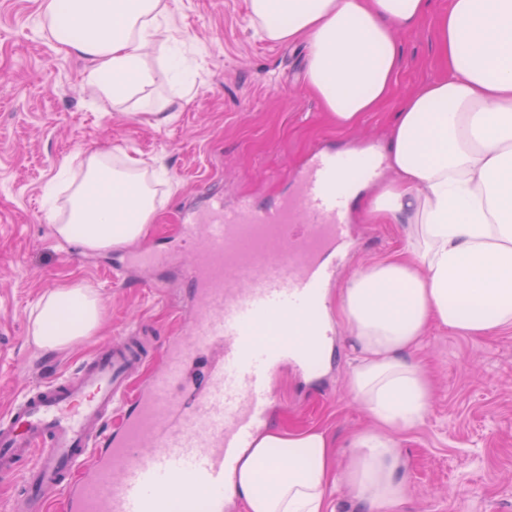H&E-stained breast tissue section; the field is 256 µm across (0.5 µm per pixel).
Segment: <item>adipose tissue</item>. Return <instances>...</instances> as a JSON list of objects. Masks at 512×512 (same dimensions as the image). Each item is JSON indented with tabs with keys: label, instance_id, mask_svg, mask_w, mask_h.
Here are the masks:
<instances>
[{
	"label": "adipose tissue",
	"instance_id": "adipose-tissue-1",
	"mask_svg": "<svg viewBox=\"0 0 512 512\" xmlns=\"http://www.w3.org/2000/svg\"><path fill=\"white\" fill-rule=\"evenodd\" d=\"M261 34L304 42L306 87L337 127H355L391 96L402 65L401 28L430 24L438 77L393 112L387 167L366 216L404 225L406 245L353 274L337 311L354 353L349 387L370 414L353 434L344 469L336 440L318 428L260 433L233 468L231 490L245 512H328L345 483L364 512H394L404 494L390 429L425 416L431 390L410 359L428 328L490 336L512 328V0H250ZM169 0H48L49 29L84 63L90 95L115 104L141 96L145 124L159 128L174 101L149 94L150 58L174 40ZM70 184L56 239L87 251L132 244L156 214L146 162L94 151ZM102 301L82 284L38 299L28 340L56 350L96 334Z\"/></svg>",
	"mask_w": 512,
	"mask_h": 512
}]
</instances>
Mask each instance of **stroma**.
I'll use <instances>...</instances> for the list:
<instances>
[{
	"mask_svg": "<svg viewBox=\"0 0 512 512\" xmlns=\"http://www.w3.org/2000/svg\"><path fill=\"white\" fill-rule=\"evenodd\" d=\"M42 3L0 0V410L114 337L188 336V279L200 250L184 248L179 237L184 209H203L217 195L228 206L247 197L270 207L293 194L296 176L316 153L356 144L384 152L391 112L436 74L429 25L398 32L404 63L390 99L355 129H341L305 87L304 44L255 37L249 0H176L177 49L196 83L174 84L166 62L155 63L157 90L177 99L174 119L156 129L140 122L134 103L114 109L83 92L81 62L39 30ZM93 147L141 155L167 179L146 236L105 253L59 245L44 196L53 184L67 197L60 162L83 160ZM347 221L353 252L337 273L339 288L393 255L404 237L399 224L353 212ZM142 250L169 261L156 269L132 266ZM71 282L99 294V331L65 350H35L27 336L31 306ZM335 330L319 374L281 368L271 421L327 430L343 458L347 438L371 419L348 387L346 328L339 323ZM411 357L427 373L432 398L420 423L390 432L405 483L395 512H512V329L469 337L434 326Z\"/></svg>",
	"mask_w": 512,
	"mask_h": 512,
	"instance_id": "obj_1",
	"label": "stroma"
}]
</instances>
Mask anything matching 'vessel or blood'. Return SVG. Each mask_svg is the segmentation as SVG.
Returning a JSON list of instances; mask_svg holds the SVG:
<instances>
[{
  "label": "vessel or blood",
  "instance_id": "vessel-or-blood-1",
  "mask_svg": "<svg viewBox=\"0 0 512 512\" xmlns=\"http://www.w3.org/2000/svg\"><path fill=\"white\" fill-rule=\"evenodd\" d=\"M359 166L323 155L274 207L244 198L228 208L215 197L182 214V240L204 243L192 282L193 341L169 337L163 367L137 390L132 375L151 353L141 337L119 336L68 375L22 391L0 417L9 512H172L186 502L222 512L233 462L269 423L270 379L288 361L308 371L314 348L333 339V325L315 315L336 280L329 255L351 248L336 175ZM292 314L310 320V344L290 338ZM269 316L276 334L260 337L256 326ZM216 345L223 358L209 365L205 388L190 400L172 397L183 364ZM120 400L135 409L113 430Z\"/></svg>",
  "mask_w": 512,
  "mask_h": 512
}]
</instances>
